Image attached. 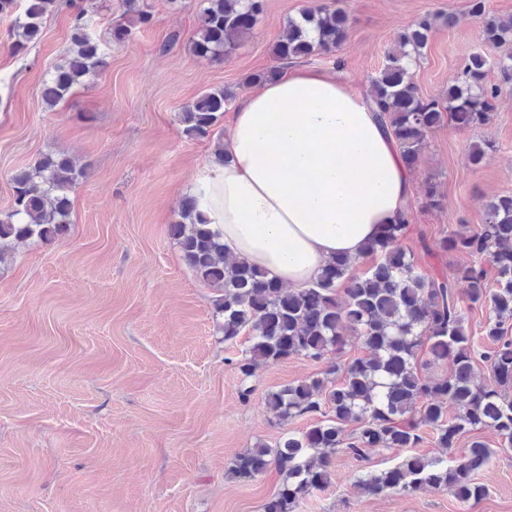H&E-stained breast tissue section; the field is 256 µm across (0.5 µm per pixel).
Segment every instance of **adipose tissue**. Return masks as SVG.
<instances>
[{
	"label": "adipose tissue",
	"instance_id": "adipose-tissue-1",
	"mask_svg": "<svg viewBox=\"0 0 512 512\" xmlns=\"http://www.w3.org/2000/svg\"><path fill=\"white\" fill-rule=\"evenodd\" d=\"M190 193L230 256L267 278L308 287L339 254L365 243L407 207V163L363 91L322 70L293 67L236 107Z\"/></svg>",
	"mask_w": 512,
	"mask_h": 512
}]
</instances>
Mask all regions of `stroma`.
<instances>
[{
	"mask_svg": "<svg viewBox=\"0 0 512 512\" xmlns=\"http://www.w3.org/2000/svg\"><path fill=\"white\" fill-rule=\"evenodd\" d=\"M151 2V25L122 43L110 39L121 0L92 16L89 31L105 41L107 65L52 110L40 89L68 48V11L45 20L27 53L0 44V211L12 203V176L42 154L64 152L88 167L71 193L68 232L0 264V512H263L279 477L237 479L231 463L279 439L266 393L322 365L301 356L258 365L252 393L242 394L238 350L217 330V293L197 280L169 233L226 126L191 140L177 114L211 88L243 97L253 74L276 66L273 46L303 9H348L345 42L308 64L365 91L401 33L425 15L462 12L467 0H265L254 33L221 61L188 47L199 0ZM483 49L478 19L438 27L413 79L443 93ZM486 80L501 87L491 122L433 130L408 169L402 244L428 276L464 260L438 252L441 238L475 230L490 198L512 194V82L493 65ZM482 141L490 150L468 165L470 145ZM428 181L442 194L435 210L420 205ZM483 437L496 453L477 474L488 495L475 507L432 488L362 496L355 469L392 467L408 456L402 448L369 450L362 463L336 456L330 484L296 512H512V448H498L493 431Z\"/></svg>",
	"mask_w": 512,
	"mask_h": 512,
	"instance_id": "35a3bbf8",
	"label": "stroma"
}]
</instances>
